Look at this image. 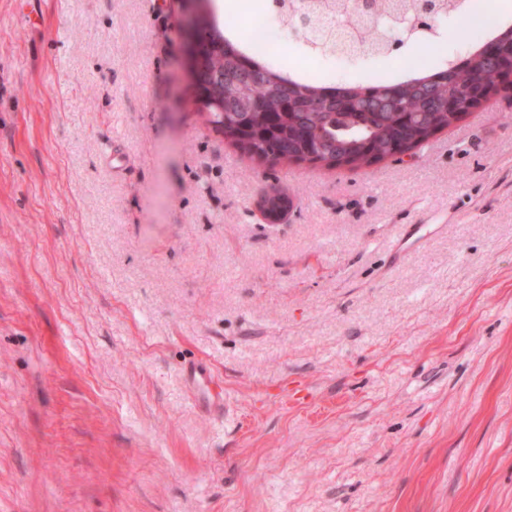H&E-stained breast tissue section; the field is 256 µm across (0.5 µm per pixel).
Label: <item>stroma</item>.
Instances as JSON below:
<instances>
[{
	"mask_svg": "<svg viewBox=\"0 0 512 512\" xmlns=\"http://www.w3.org/2000/svg\"><path fill=\"white\" fill-rule=\"evenodd\" d=\"M183 23L0 0V512H512V89L412 156L261 164L195 109ZM440 28L312 68L442 67Z\"/></svg>",
	"mask_w": 512,
	"mask_h": 512,
	"instance_id": "obj_1",
	"label": "stroma"
}]
</instances>
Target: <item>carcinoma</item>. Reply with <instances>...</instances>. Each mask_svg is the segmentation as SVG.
Segmentation results:
<instances>
[{"label": "carcinoma", "mask_w": 512, "mask_h": 512, "mask_svg": "<svg viewBox=\"0 0 512 512\" xmlns=\"http://www.w3.org/2000/svg\"><path fill=\"white\" fill-rule=\"evenodd\" d=\"M198 2L197 86L208 93L209 122L262 162H304L314 151L325 167L335 169L357 166L368 154L382 159L396 148L418 149L434 130L450 127L485 97L489 71L478 47L423 76L331 87L294 78L259 53L243 52L213 18L212 0ZM492 39L508 59L512 25ZM449 100L457 103L459 115L445 110Z\"/></svg>", "instance_id": "obj_1"}]
</instances>
